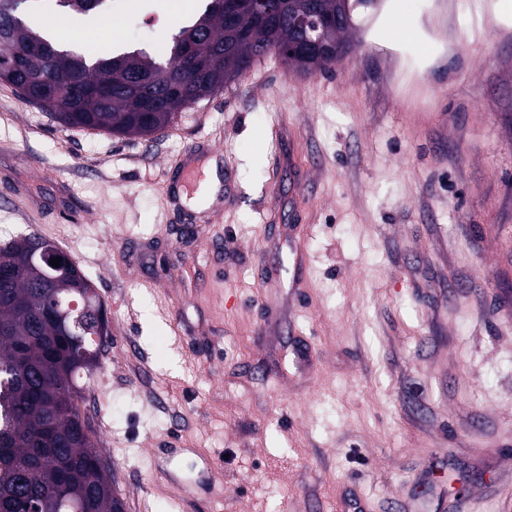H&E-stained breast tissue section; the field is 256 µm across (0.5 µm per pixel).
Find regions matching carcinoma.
<instances>
[{"mask_svg":"<svg viewBox=\"0 0 512 512\" xmlns=\"http://www.w3.org/2000/svg\"><path fill=\"white\" fill-rule=\"evenodd\" d=\"M118 0H0V66L10 85L52 112L65 128L113 136L153 135L268 55L303 70L336 61L314 56L311 26L332 20L322 39L349 47L354 26L336 21L338 0H283L279 15L259 19L249 0L227 11L207 0L195 21L165 38L163 52L91 53L61 48L32 27L36 10L107 17ZM36 232L0 243V512H114L120 499L91 439L78 400L111 336L102 301L76 262L45 283L32 260ZM77 302L81 336L45 314Z\"/></svg>","mask_w":512,"mask_h":512,"instance_id":"obj_1","label":"carcinoma"}]
</instances>
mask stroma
<instances>
[{
	"instance_id": "35a3bbf8",
	"label": "stroma",
	"mask_w": 512,
	"mask_h": 512,
	"mask_svg": "<svg viewBox=\"0 0 512 512\" xmlns=\"http://www.w3.org/2000/svg\"><path fill=\"white\" fill-rule=\"evenodd\" d=\"M356 21L332 71L261 58L152 136L0 83V241L38 232L104 304L80 406L125 512H512V16ZM203 140L198 213L164 183ZM220 163L216 157H211L206 162L205 179L202 180L200 188L193 197L186 199L183 196V202L192 209H203L210 206L216 199L220 189L221 181L219 175Z\"/></svg>"
}]
</instances>
